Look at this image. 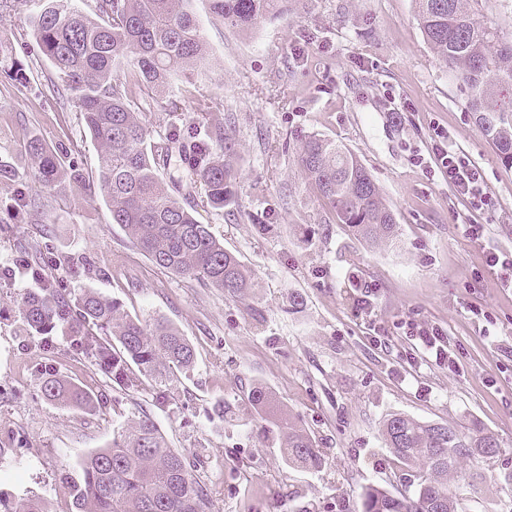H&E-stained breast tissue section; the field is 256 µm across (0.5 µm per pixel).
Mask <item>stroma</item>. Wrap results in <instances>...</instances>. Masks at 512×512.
Returning <instances> with one entry per match:
<instances>
[{"mask_svg": "<svg viewBox=\"0 0 512 512\" xmlns=\"http://www.w3.org/2000/svg\"><path fill=\"white\" fill-rule=\"evenodd\" d=\"M35 3L0 0V159L28 167L23 144L35 133L94 173L96 144L76 105L53 89L29 26ZM192 8L207 67L180 75L166 97L137 90L133 100L155 135L174 124L195 136L204 107L230 122L238 207L213 209L201 192L186 203L251 270L254 292L232 297L156 266L81 186L56 193L31 179L0 182L5 205L20 194L40 204L33 219L0 210V494L68 512L67 476L146 411L171 447L197 455L213 512H357L366 487H400L403 467L379 435L398 412L498 435L502 448L482 463L483 484L465 507L512 512V287L485 264L488 252L512 254V165L431 51L414 0H290L247 31L214 17L208 0ZM436 124L482 169L485 210L418 166ZM308 135L341 142L367 167L400 227L398 246L371 247L339 223L297 166ZM467 222L485 225L482 240L464 235ZM60 280L119 301L142 323L167 319L192 344L193 368L121 395L63 337L43 349L23 335L19 302ZM361 281L376 287L367 313L354 307ZM296 293L303 302L294 307ZM413 323L443 332L458 370L418 353ZM45 369L101 392L105 404L89 414L47 401L37 390ZM254 382L316 437L321 471L283 463L276 434L247 404ZM218 400L233 404L232 419L211 420Z\"/></svg>", "mask_w": 512, "mask_h": 512, "instance_id": "1", "label": "stroma"}]
</instances>
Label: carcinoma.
<instances>
[{"instance_id": "carcinoma-1", "label": "carcinoma", "mask_w": 512, "mask_h": 512, "mask_svg": "<svg viewBox=\"0 0 512 512\" xmlns=\"http://www.w3.org/2000/svg\"><path fill=\"white\" fill-rule=\"evenodd\" d=\"M79 2L39 0L30 24L52 68V84L78 105L97 142L89 196L102 198L112 223L158 267L232 296L250 295L249 271L170 192L163 174L176 153L189 172V186L203 189L211 206H235L239 153L231 126L204 112L203 136L170 132L155 142L143 113L132 105L133 86L160 98L170 93L174 75L206 67L208 49L192 0H96L93 13ZM414 2L426 40L464 93L474 123L500 158L512 163V43L503 42L499 29L473 10L475 0ZM209 6L224 24L248 30L288 10V0H209ZM25 152L42 186L85 183L66 149H51L32 137ZM297 164L355 237L374 247L397 242L392 210L366 167L343 144L308 136L298 148ZM21 304L27 334L47 340L64 330L69 346L91 358L121 389L132 384L134 367L145 377L163 378L194 364V349L177 327L164 320L144 325L119 302L92 289L71 295L64 288H46L24 296ZM39 391L50 402L87 412L103 404L102 395L51 372L41 375ZM247 402L279 430L285 465L322 468L324 457L314 437L278 408L272 390L255 383ZM380 434L407 466L399 475L405 490L394 496L367 487L360 512H463L461 502L477 493L482 474L465 472L461 464L489 461L501 448L494 434L476 425L423 423L404 413L386 415ZM195 468L194 453L169 447L152 416L143 413L119 427L110 446L84 459L69 512H212ZM0 512L48 510L37 498L0 496Z\"/></svg>"}]
</instances>
